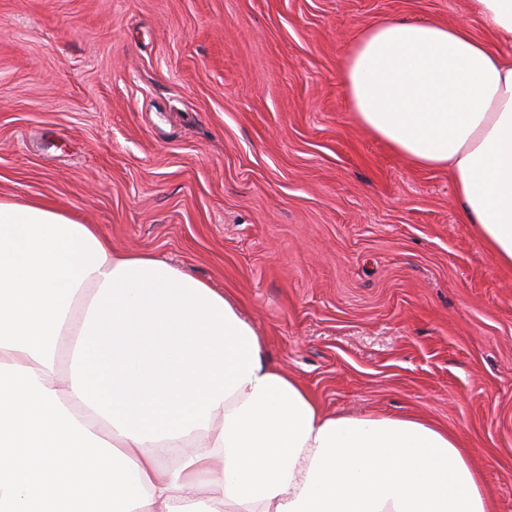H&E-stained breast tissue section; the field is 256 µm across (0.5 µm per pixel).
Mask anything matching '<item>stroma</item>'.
<instances>
[{
    "instance_id": "35a3bbf8",
    "label": "stroma",
    "mask_w": 512,
    "mask_h": 512,
    "mask_svg": "<svg viewBox=\"0 0 512 512\" xmlns=\"http://www.w3.org/2000/svg\"><path fill=\"white\" fill-rule=\"evenodd\" d=\"M389 19L499 44L470 0H0V195L224 292L325 413L454 433L512 512V268L340 77Z\"/></svg>"
}]
</instances>
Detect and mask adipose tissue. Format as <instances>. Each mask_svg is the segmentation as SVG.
I'll return each instance as SVG.
<instances>
[{"instance_id":"adipose-tissue-1","label":"adipose tissue","mask_w":512,"mask_h":512,"mask_svg":"<svg viewBox=\"0 0 512 512\" xmlns=\"http://www.w3.org/2000/svg\"><path fill=\"white\" fill-rule=\"evenodd\" d=\"M358 120L447 169L512 267V56L387 20L343 68ZM0 512H493L455 434L323 413L223 293L0 196Z\"/></svg>"}]
</instances>
